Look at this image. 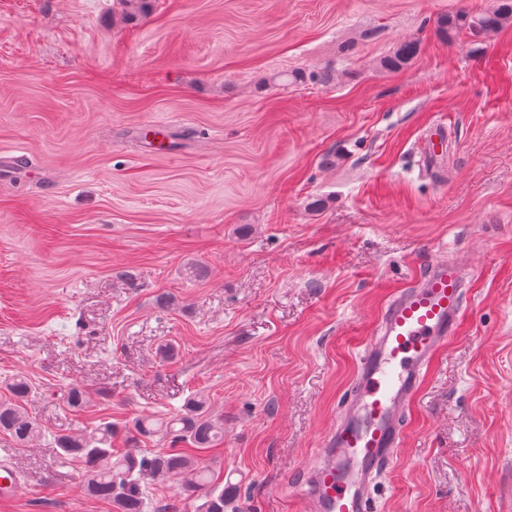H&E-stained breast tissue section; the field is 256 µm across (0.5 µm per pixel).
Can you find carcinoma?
<instances>
[{"label": "carcinoma", "instance_id": "cac0c4a2", "mask_svg": "<svg viewBox=\"0 0 512 512\" xmlns=\"http://www.w3.org/2000/svg\"><path fill=\"white\" fill-rule=\"evenodd\" d=\"M512 19V0L480 12L460 11L445 14L437 21V31L451 40L461 32L471 37H484L500 29ZM419 41H405L380 60L390 72L402 70L415 57ZM10 398L0 401V432L9 435L20 446L31 444L41 435V428L30 416L26 405L36 390L24 375H16L9 384ZM72 410L85 404L84 392L72 386L63 393ZM135 434L187 443L196 450L212 447L224 438V419L213 416L203 395L189 398L167 418H139L132 424ZM112 424L105 423L90 433H62L53 437L57 453L64 460L77 459L83 465V489L91 497L110 502L116 512H150L153 503L147 487L156 483H177L183 494L192 499L196 512H225L235 506L238 484L229 480L216 483L208 466L181 449L146 453L138 448L122 452L112 448Z\"/></svg>", "mask_w": 512, "mask_h": 512}]
</instances>
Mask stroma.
I'll return each instance as SVG.
<instances>
[{"label": "stroma", "mask_w": 512, "mask_h": 512, "mask_svg": "<svg viewBox=\"0 0 512 512\" xmlns=\"http://www.w3.org/2000/svg\"><path fill=\"white\" fill-rule=\"evenodd\" d=\"M495 3L0 0V153L18 161L0 174V400L24 374L42 429L30 447L0 433L23 478L0 512H115L54 434L108 422L121 450L136 418L200 393L224 419L201 457L240 481L242 512H301L287 485L442 242L467 310L374 512H512V21L436 29ZM409 39L417 57L381 69ZM497 6L480 12L460 11L455 14H445L437 21V31L446 39L452 40L456 35L465 32L470 37H485L496 32L509 19H512V3L501 0ZM448 138V131L443 126H435L430 130L427 135L424 147V157L430 162L435 161V158L441 156L446 149V139Z\"/></svg>", "instance_id": "stroma-1"}]
</instances>
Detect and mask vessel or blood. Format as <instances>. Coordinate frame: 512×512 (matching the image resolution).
<instances>
[{
    "mask_svg": "<svg viewBox=\"0 0 512 512\" xmlns=\"http://www.w3.org/2000/svg\"><path fill=\"white\" fill-rule=\"evenodd\" d=\"M447 137L446 128H432L425 158L441 156ZM464 283L458 263L439 260L388 300L335 424L302 471L297 494L304 512H373L377 479L403 443V414L437 352L458 331ZM19 483V473L1 455L0 500L11 499Z\"/></svg>",
    "mask_w": 512,
    "mask_h": 512,
    "instance_id": "obj_1",
    "label": "vessel or blood"
}]
</instances>
